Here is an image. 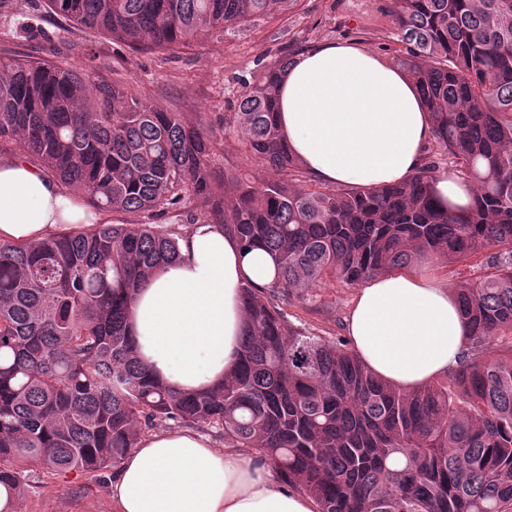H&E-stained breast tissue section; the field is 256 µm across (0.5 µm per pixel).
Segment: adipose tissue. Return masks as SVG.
<instances>
[{
	"label": "adipose tissue",
	"mask_w": 512,
	"mask_h": 512,
	"mask_svg": "<svg viewBox=\"0 0 512 512\" xmlns=\"http://www.w3.org/2000/svg\"><path fill=\"white\" fill-rule=\"evenodd\" d=\"M278 123L291 151L323 182L392 184L412 176L432 125L406 74L366 49L330 43L297 56L280 87ZM112 221L66 193L40 166L0 157V243L35 242L65 225ZM277 262L245 249L213 222L192 227L177 259L136 294L129 318L142 361L177 392L222 382L244 332L241 292L264 289ZM353 351L402 389L456 369L464 324L452 293L430 273L373 278L346 321ZM114 512H315L311 498L274 478L267 462L217 448L190 429L142 437L110 484Z\"/></svg>",
	"instance_id": "adipose-tissue-1"
}]
</instances>
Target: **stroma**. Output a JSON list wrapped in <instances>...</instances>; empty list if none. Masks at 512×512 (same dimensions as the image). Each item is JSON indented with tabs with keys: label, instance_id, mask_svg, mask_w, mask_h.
Listing matches in <instances>:
<instances>
[{
	"label": "stroma",
	"instance_id": "stroma-1",
	"mask_svg": "<svg viewBox=\"0 0 512 512\" xmlns=\"http://www.w3.org/2000/svg\"><path fill=\"white\" fill-rule=\"evenodd\" d=\"M351 41L393 62L403 49L393 0H297L285 14L264 18L224 36H204L183 49L135 52L103 34L78 30L53 12L46 0H0V54L73 65L94 58L114 85L167 112L203 123L216 142L217 171L257 173L239 136L225 127L246 82L260 64L327 42ZM357 289L336 281L293 298L289 321L326 339L345 334ZM109 478L76 470L27 471L19 512H113Z\"/></svg>",
	"mask_w": 512,
	"mask_h": 512
}]
</instances>
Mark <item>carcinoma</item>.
Returning a JSON list of instances; mask_svg holds the SVG:
<instances>
[{
	"label": "carcinoma",
	"mask_w": 512,
	"mask_h": 512,
	"mask_svg": "<svg viewBox=\"0 0 512 512\" xmlns=\"http://www.w3.org/2000/svg\"><path fill=\"white\" fill-rule=\"evenodd\" d=\"M396 65L421 94L430 160L401 183L317 191L277 125L286 56L263 64L224 124L262 177L224 174L213 190L203 128L106 80L0 55V153L14 149L99 210L139 217L0 244V483L19 498V466L101 476L157 421L206 426L253 448L318 512H512V0H394ZM75 28L133 51L190 46L288 11L293 0H49ZM472 176V203L442 211L432 158ZM246 248L277 259L275 284L243 288L239 365L218 387L180 394L156 380L128 335L130 305L173 260L192 224H155L185 202ZM483 257L454 288L466 357L441 379L402 390L342 340L290 323L292 298L330 280Z\"/></svg>",
	"instance_id": "obj_1"
}]
</instances>
